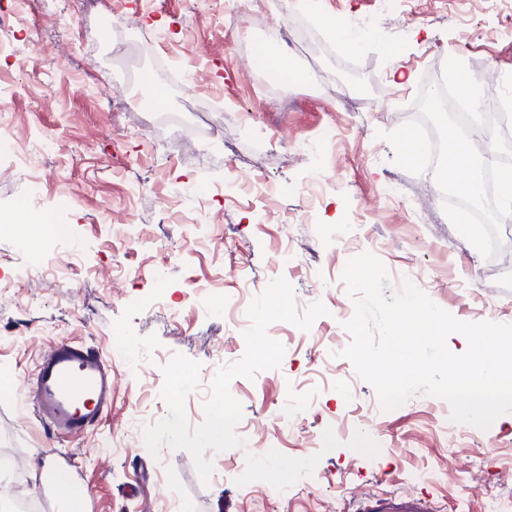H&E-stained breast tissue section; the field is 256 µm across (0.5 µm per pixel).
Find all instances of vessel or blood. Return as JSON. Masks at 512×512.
<instances>
[{
    "label": "vessel or blood",
    "mask_w": 512,
    "mask_h": 512,
    "mask_svg": "<svg viewBox=\"0 0 512 512\" xmlns=\"http://www.w3.org/2000/svg\"><path fill=\"white\" fill-rule=\"evenodd\" d=\"M28 398L36 418L52 433L76 437L99 423L112 408V370L91 347L64 340L40 357ZM364 512H426L404 496L368 500Z\"/></svg>",
    "instance_id": "obj_1"
}]
</instances>
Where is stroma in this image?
Here are the masks:
<instances>
[{"label": "stroma", "mask_w": 512, "mask_h": 512, "mask_svg": "<svg viewBox=\"0 0 512 512\" xmlns=\"http://www.w3.org/2000/svg\"><path fill=\"white\" fill-rule=\"evenodd\" d=\"M279 2L276 13L259 0L271 28L252 31L249 0H221L213 15L190 0H0L17 16L0 116L38 150L32 172L0 156V274L15 283L0 295V455L17 462L0 489L41 512L57 489L30 472L55 471L63 454L94 495L84 512H356L392 491L438 512H512V413L486 429L459 424L420 392L382 410L340 355L355 312L342 272L365 252L389 272L385 296L408 280L460 321L512 324V265L483 257L434 204L433 170L401 168L385 138L451 55L484 100L512 99V0ZM328 15L372 31L342 53ZM108 16L130 25L118 55ZM274 39L302 79L253 65ZM395 63L410 84H392ZM172 71L168 108L154 111L140 79ZM35 176L38 207L27 203ZM30 217L69 232L24 242L15 227ZM50 264L60 272L30 277ZM279 277L298 311L319 301L327 312L306 331L268 326L280 366L230 384L247 445L206 450L214 471L201 481L188 452L151 453L139 422L168 416L162 368L181 354L201 365L186 411L202 423L217 370L245 352L250 302ZM61 339L112 369L111 413L77 438L52 434L26 401L39 354ZM328 428L337 446L287 493L237 485L247 453L306 458Z\"/></svg>", "instance_id": "stroma-1"}]
</instances>
